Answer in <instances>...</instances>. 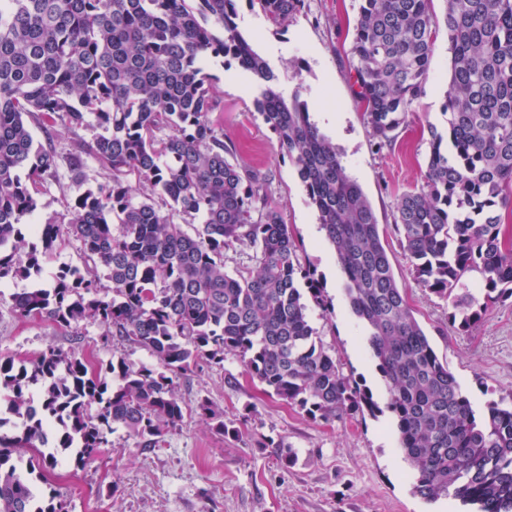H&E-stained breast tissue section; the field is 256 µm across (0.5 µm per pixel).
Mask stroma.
<instances>
[{
	"instance_id": "1",
	"label": "stroma",
	"mask_w": 512,
	"mask_h": 512,
	"mask_svg": "<svg viewBox=\"0 0 512 512\" xmlns=\"http://www.w3.org/2000/svg\"><path fill=\"white\" fill-rule=\"evenodd\" d=\"M358 0H305L285 26L269 22L248 0L238 4L239 25L279 75L284 98L300 94L322 131L336 144L349 175L358 180L378 218L394 275L406 289L414 316L437 356L447 363L472 404L512 406V299L496 303L471 331L448 322V301L412 279L393 215L399 196L420 187L428 153V125L444 126V94L451 54L443 0H433L437 38L424 92L391 145L377 148L364 121L351 78L350 47ZM224 109L218 119L235 146L238 165L267 174L268 196L296 243L299 263L314 271L331 315L313 324L345 376L382 400L383 382L364 331L350 314L334 249L319 229L304 185L288 156L254 108L259 88L237 65H212ZM22 283L0 287V359L34 361L45 351L78 353L93 362L124 359L152 364V356L106 336L89 321L64 330L49 321L19 318L11 296ZM177 397L186 406L209 398L224 412L228 435L216 434L189 415L160 448L140 447L116 428L112 445L88 465L59 459L49 476L68 512H466L458 500L415 495L410 468L390 414L345 415L331 422L311 418L252 381L240 360L225 355L220 367L199 361L180 376ZM297 454L282 467L277 445ZM116 492H108V485Z\"/></svg>"
}]
</instances>
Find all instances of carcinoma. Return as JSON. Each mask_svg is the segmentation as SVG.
Instances as JSON below:
<instances>
[{
  "label": "carcinoma",
  "mask_w": 512,
  "mask_h": 512,
  "mask_svg": "<svg viewBox=\"0 0 512 512\" xmlns=\"http://www.w3.org/2000/svg\"><path fill=\"white\" fill-rule=\"evenodd\" d=\"M237 2L0 0V284L34 281L11 297L21 318L62 329L93 320L159 361L94 366L55 350L30 367L0 360V407L23 425L18 435H0V512H65L54 488L37 492L34 483L56 465L57 449L82 467L112 444L116 426L143 448L162 447L187 412L228 433L212 402L188 410L175 392L190 366L221 365L226 353L313 418L379 410L315 340L299 283L320 306L321 289L269 204L268 176L230 160L234 146L214 118L223 106L208 73L217 60L262 85L255 110L295 165L336 252L413 492L512 512V407L490 404L477 416L416 320L361 185L307 103L278 91L279 76L238 28ZM430 2L360 0L353 91L381 146L423 93L437 28ZM444 2L447 126L428 128L423 183L400 196L394 224L412 278L448 299V320L467 331L512 298V224L500 213L503 187L512 185V0ZM258 3L277 25L304 7ZM92 120L100 132L79 135ZM58 124L74 135L64 152L53 139ZM34 126L44 141H34ZM90 161L97 178L86 174ZM67 181L76 192L66 214L36 222L39 197ZM195 223V234L184 230ZM72 238L83 267L59 268L47 286L36 282ZM231 243L253 250L251 264L232 274L224 270ZM22 448L37 458L22 462Z\"/></svg>",
  "instance_id": "carcinoma-1"
}]
</instances>
